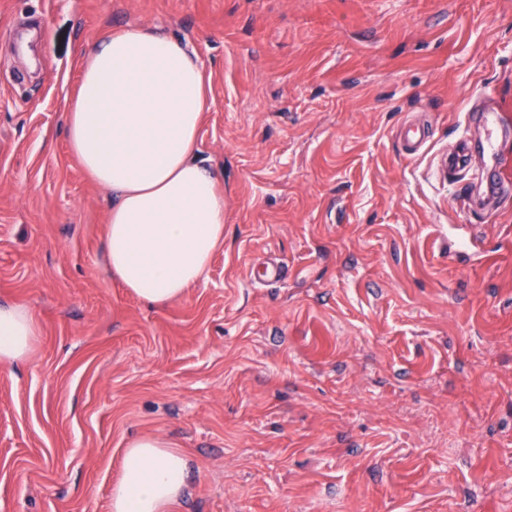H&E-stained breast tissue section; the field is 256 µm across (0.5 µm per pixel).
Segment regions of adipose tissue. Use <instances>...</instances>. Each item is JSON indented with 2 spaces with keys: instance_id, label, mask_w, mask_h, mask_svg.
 <instances>
[{
  "instance_id": "1",
  "label": "adipose tissue",
  "mask_w": 512,
  "mask_h": 512,
  "mask_svg": "<svg viewBox=\"0 0 512 512\" xmlns=\"http://www.w3.org/2000/svg\"><path fill=\"white\" fill-rule=\"evenodd\" d=\"M208 108L194 53L175 38L131 26L100 38L84 57L67 112L73 156L115 198L105 266L152 305L182 298L224 244V195L198 155ZM35 334L24 307H0V363L24 359ZM187 471L185 457L164 441L134 440L112 486L111 512H166Z\"/></svg>"
}]
</instances>
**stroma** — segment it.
I'll list each match as a JSON object with an SVG mask.
<instances>
[{"label": "stroma", "mask_w": 512, "mask_h": 512, "mask_svg": "<svg viewBox=\"0 0 512 512\" xmlns=\"http://www.w3.org/2000/svg\"><path fill=\"white\" fill-rule=\"evenodd\" d=\"M130 25L209 77L224 192L223 247L162 307L108 275L112 192L64 121ZM501 103L512 0H0V306L37 328L0 364V512H110L142 437L188 461L168 512H512V192L435 168ZM398 136L404 143L409 155L417 153L427 142L428 134L424 125L404 123L398 130Z\"/></svg>", "instance_id": "1"}]
</instances>
